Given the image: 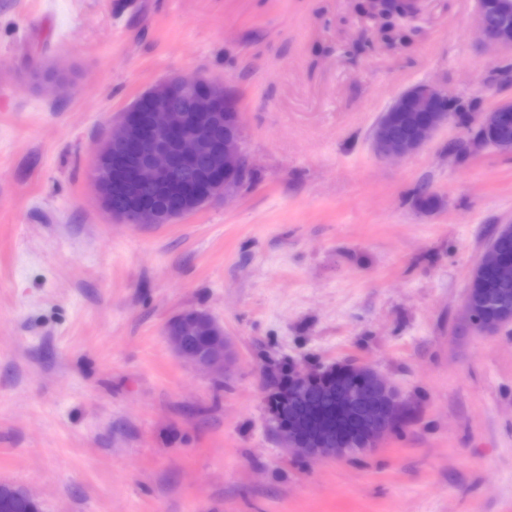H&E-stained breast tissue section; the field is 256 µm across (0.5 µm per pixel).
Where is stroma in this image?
Returning a JSON list of instances; mask_svg holds the SVG:
<instances>
[{"instance_id":"stroma-1","label":"stroma","mask_w":512,"mask_h":512,"mask_svg":"<svg viewBox=\"0 0 512 512\" xmlns=\"http://www.w3.org/2000/svg\"><path fill=\"white\" fill-rule=\"evenodd\" d=\"M412 44L359 0H0V485L42 512H512V329L460 314L512 223V158L462 131L378 159L372 128L421 81L484 104L478 0H411ZM64 64L57 96L33 70ZM175 75L225 79L251 169L173 224L112 222L93 158ZM441 198L419 211L414 193ZM208 312L237 359L218 381L165 326ZM355 359L413 418L375 451L311 461L270 431L263 370Z\"/></svg>"}]
</instances>
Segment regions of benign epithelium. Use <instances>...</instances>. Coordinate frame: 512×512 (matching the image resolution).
<instances>
[{"label": "benign epithelium", "instance_id": "obj_1", "mask_svg": "<svg viewBox=\"0 0 512 512\" xmlns=\"http://www.w3.org/2000/svg\"><path fill=\"white\" fill-rule=\"evenodd\" d=\"M478 31L481 42L489 49L512 51V0H479ZM175 93L193 97L188 112L175 111L167 101ZM459 97L434 84L417 83L399 95L380 113L371 133V149L375 156L396 160L420 151L433 134L453 118L452 109ZM427 113L417 123L414 135L402 138L392 131L397 112ZM512 123V101L480 107L474 123L465 128L453 153L461 157L468 152L470 141L491 146L512 156V140L486 138V128L495 131ZM242 125L233 92L223 80L172 77L140 94L112 126L94 156V193L102 210L120 224H169L198 210L218 198H229L242 184L248 163L242 149ZM209 161L210 177L205 189L195 182L177 183L172 179L174 166L191 169L199 157ZM107 175L112 189L120 192L128 205L114 209L102 190L100 177ZM504 272L512 264L504 260L490 245L478 263ZM469 323L480 333L492 334L503 324H482L469 300L463 301ZM200 333L202 346L192 347L185 341L186 326ZM165 335L175 356L184 363L207 371L222 379L235 366L224 327L202 310H186L166 325ZM345 372L336 383V424L334 448L325 447L326 440L311 430L303 417L288 420L281 417L283 407L300 406L310 389L327 376L329 370ZM268 410L274 422L278 441L298 456L307 458H339L355 452L354 446L369 451L380 446L396 430L410 412L411 405L396 385L384 374L361 362L315 368L284 364L271 376ZM38 500L23 492L0 501V512H31Z\"/></svg>", "mask_w": 512, "mask_h": 512}]
</instances>
